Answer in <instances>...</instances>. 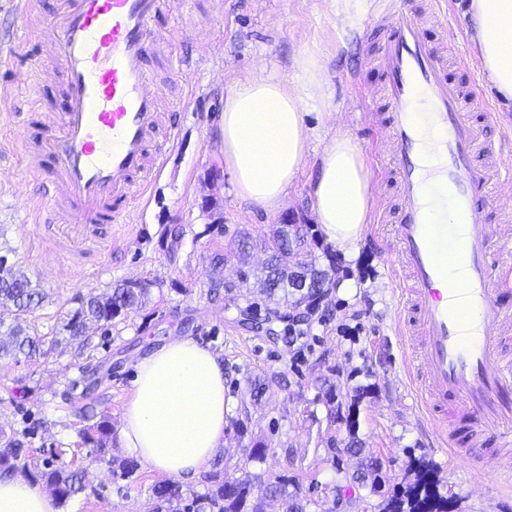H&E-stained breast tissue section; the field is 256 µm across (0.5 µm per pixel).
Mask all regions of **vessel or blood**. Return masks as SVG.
I'll return each instance as SVG.
<instances>
[{
  "mask_svg": "<svg viewBox=\"0 0 512 512\" xmlns=\"http://www.w3.org/2000/svg\"><path fill=\"white\" fill-rule=\"evenodd\" d=\"M168 0H63L41 27L66 93L57 123L28 148L52 158V210L79 212L85 224L127 223L150 177L159 175L176 141L149 55L173 59L153 28ZM448 25L447 0L426 14L399 6L380 17L387 29L376 58L386 77L381 124L393 146L388 172L401 202L390 233L398 298L395 333L410 350L408 380L438 447L457 466L480 463L512 485V227L488 217L503 182L512 183L505 146L487 139L492 106L473 83L448 72L446 49L428 44L423 19ZM433 130L438 177L451 208L433 223L422 200L420 124ZM458 268L453 279L450 268ZM496 446L474 454L470 438Z\"/></svg>",
  "mask_w": 512,
  "mask_h": 512,
  "instance_id": "b4317fda",
  "label": "vessel or blood"
}]
</instances>
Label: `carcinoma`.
Masks as SVG:
<instances>
[{
    "mask_svg": "<svg viewBox=\"0 0 512 512\" xmlns=\"http://www.w3.org/2000/svg\"><path fill=\"white\" fill-rule=\"evenodd\" d=\"M309 229L307 224H281L263 242L270 257L261 278L267 295H279L289 300V287L293 285L291 271L298 258L296 248ZM334 285L329 270L321 268L311 279V288L305 299L311 302L323 289ZM151 288L152 284L147 280L128 279L115 284L107 294L90 295L69 314L63 330L70 339L87 337L90 325H96L106 333L115 318L142 309L148 302ZM47 298L44 289L19 270L11 272L7 279L0 277V329L6 328L7 336L5 341L0 339V358L33 360L57 350L63 343L58 336L48 339L39 334L31 322L32 314ZM84 419L90 425L82 429V444L89 447L88 455L102 460L109 452L107 444L112 436V427L105 419L95 420L92 412L84 415ZM29 458L24 443L15 434L0 432L1 474L28 471ZM56 462V467L41 472V476L53 487L57 498L65 502L84 492L83 472L69 467L59 455ZM352 478L369 480L378 489L382 487L380 466L373 462L361 461ZM289 482L288 477L277 476L267 483V493L283 498L284 512H304V507L294 499V495L287 492ZM250 487L248 479H216L204 500L196 498L185 505L181 487L173 481H164L154 485L153 497L158 501L155 509H160L164 503L168 505L169 512H199L204 506L210 512H263L261 504L249 501ZM379 512H448V497L441 493L439 480L429 460L419 457L410 461L401 487L382 496Z\"/></svg>",
    "mask_w": 512,
    "mask_h": 512,
    "instance_id": "carcinoma-1",
    "label": "carcinoma"
}]
</instances>
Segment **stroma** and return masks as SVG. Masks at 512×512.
<instances>
[{
    "label": "stroma",
    "instance_id": "1",
    "mask_svg": "<svg viewBox=\"0 0 512 512\" xmlns=\"http://www.w3.org/2000/svg\"><path fill=\"white\" fill-rule=\"evenodd\" d=\"M453 31L465 63L451 67L461 81L477 77L494 102L493 137L512 138V105L499 101L483 72L467 14L468 0H447ZM372 0H171L154 21L181 66H153L177 139L164 171L153 178L147 202L134 206L135 223L48 224L52 185L34 175L21 138L38 140L45 114L65 110L58 78L33 80L43 49L37 27L55 15L62 0H33L21 18L12 0H0V114L14 111L26 90L41 108L31 120L0 122V244L14 249L17 268L49 299L35 311L40 333L59 335L69 312L89 294L124 279L153 281L150 300L139 311L113 320L109 336L92 331L90 345L72 340L36 361L0 359V429L31 426L26 446L32 457L27 477L39 481L50 449H65V461L85 472L84 493L55 506V512H148L154 485L164 476L136 465L128 478H112L107 461L92 460L79 431L83 413L94 409L120 431L132 393L136 363L172 336H192L224 359V446L217 470L227 480L250 478L252 499L264 512H282V501L265 495L276 475L295 476L306 512H379L382 500L370 483L353 480L355 458L344 450L350 437L364 459L378 460L386 488L401 481L411 458L434 465L452 512H512V490L494 475L461 470L448 451L434 447L425 432L394 334L397 301L388 257L389 230L399 199L380 163L390 144L370 112L378 108L384 81L373 60L380 44L370 22ZM315 49L325 70L324 97L307 100L306 154L279 208L265 212L240 203L232 170L224 160L217 123L232 85L253 74L296 83L293 62ZM361 72L365 90L356 96L346 77ZM350 132L370 170L381 211L371 214L354 254L328 242L312 209L309 184L322 150L335 133ZM309 225L303 255L319 267L335 263L334 279L321 310L288 340L291 309L269 299L257 276L265 255L259 244L287 217ZM221 219L219 230L205 225ZM181 224L185 235L164 237L165 225ZM247 237L257 242L247 260L233 247ZM222 254L220 269L211 258ZM349 282L339 290L338 282ZM98 366L97 385L85 391L87 362ZM262 382V397L251 394ZM371 391L354 400L355 387ZM335 388V410L325 392ZM263 444L266 456L250 455Z\"/></svg>",
    "mask_w": 512,
    "mask_h": 512
}]
</instances>
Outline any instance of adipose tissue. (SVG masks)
Masks as SVG:
<instances>
[{"label": "adipose tissue", "mask_w": 512, "mask_h": 512, "mask_svg": "<svg viewBox=\"0 0 512 512\" xmlns=\"http://www.w3.org/2000/svg\"><path fill=\"white\" fill-rule=\"evenodd\" d=\"M483 71L505 103H512V0H469ZM302 81L257 74L229 90L219 136L241 202L276 210L306 152L305 98L323 95L317 53L294 59ZM323 236L354 253L374 197L365 160L351 137L337 131L324 148L311 184ZM121 428L123 448L151 469L191 480L224 445V362L187 336L172 337L140 360ZM0 512H54L44 487L21 477L0 478Z\"/></svg>", "instance_id": "ef3b65f1"}]
</instances>
